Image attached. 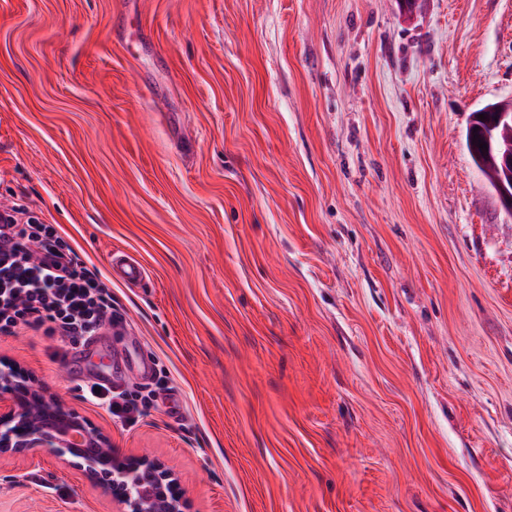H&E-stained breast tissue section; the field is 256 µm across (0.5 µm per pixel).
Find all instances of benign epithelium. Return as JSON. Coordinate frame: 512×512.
Returning a JSON list of instances; mask_svg holds the SVG:
<instances>
[{"instance_id":"obj_1","label":"benign epithelium","mask_w":512,"mask_h":512,"mask_svg":"<svg viewBox=\"0 0 512 512\" xmlns=\"http://www.w3.org/2000/svg\"><path fill=\"white\" fill-rule=\"evenodd\" d=\"M483 111L497 113L500 124L512 123V100ZM35 448L69 457L71 467L112 493L121 512H154L155 501L163 512H181L182 494L162 461L122 456L109 437L47 396L32 377L0 369V457L23 456Z\"/></svg>"}]
</instances>
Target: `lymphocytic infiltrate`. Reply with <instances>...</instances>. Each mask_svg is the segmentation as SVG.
<instances>
[{
  "instance_id": "lymphocytic-infiltrate-1",
  "label": "lymphocytic infiltrate",
  "mask_w": 512,
  "mask_h": 512,
  "mask_svg": "<svg viewBox=\"0 0 512 512\" xmlns=\"http://www.w3.org/2000/svg\"><path fill=\"white\" fill-rule=\"evenodd\" d=\"M123 322L111 291L52 226L25 205H0V334L37 327L75 346L104 325ZM80 392L125 427L135 425L155 396L151 390L130 394L91 382Z\"/></svg>"
}]
</instances>
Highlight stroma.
<instances>
[{"label": "stroma", "instance_id": "1", "mask_svg": "<svg viewBox=\"0 0 512 512\" xmlns=\"http://www.w3.org/2000/svg\"><path fill=\"white\" fill-rule=\"evenodd\" d=\"M508 100L512 0H0V202L99 271L115 381L168 388L127 428L59 338L0 335V368L184 512H512V214L465 146ZM120 510L0 458V512ZM109 266L112 279L127 286L142 282L147 275L141 262L123 252L111 255Z\"/></svg>", "mask_w": 512, "mask_h": 512}]
</instances>
